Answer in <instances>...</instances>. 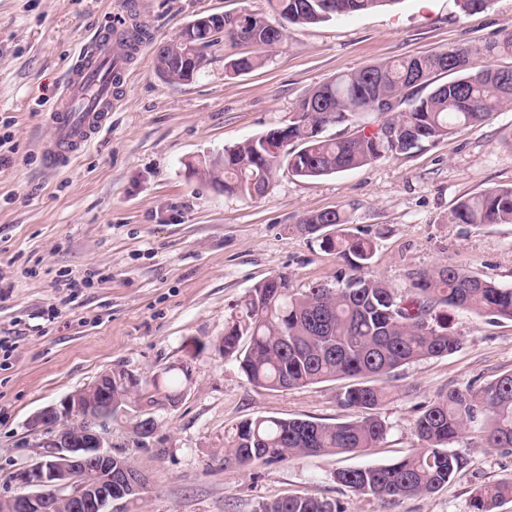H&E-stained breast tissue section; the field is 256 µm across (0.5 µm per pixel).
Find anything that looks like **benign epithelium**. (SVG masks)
Instances as JSON below:
<instances>
[{
	"mask_svg": "<svg viewBox=\"0 0 512 512\" xmlns=\"http://www.w3.org/2000/svg\"><path fill=\"white\" fill-rule=\"evenodd\" d=\"M238 15L201 17L182 29L183 41L195 38L194 29L224 27ZM113 419L112 372L37 412L30 420L43 434L41 460L16 474L20 492L8 498L10 512H43L53 493L66 512H103L127 489L138 490L146 476L136 470L112 474V453L105 450L103 431Z\"/></svg>",
	"mask_w": 512,
	"mask_h": 512,
	"instance_id": "benign-epithelium-1",
	"label": "benign epithelium"
}]
</instances>
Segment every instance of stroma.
I'll return each instance as SVG.
<instances>
[{"instance_id":"obj_1","label":"stroma","mask_w":512,"mask_h":512,"mask_svg":"<svg viewBox=\"0 0 512 512\" xmlns=\"http://www.w3.org/2000/svg\"><path fill=\"white\" fill-rule=\"evenodd\" d=\"M270 15L269 0H0V500L17 492L16 469L38 459L40 409L128 369L152 376L188 366L177 407H152L156 429L110 424L112 453L143 472L137 504L112 512H260L288 494H313L342 512H468L471 492L512 479V453L485 447L470 429L451 449L464 466L434 494L384 505L337 484L336 469L390 463L418 451L414 420L451 388L512 372V322L452 309L464 341L452 355L398 368V394L383 405L390 430L354 454L299 456L241 472L224 464V432L258 415L324 423L357 419L344 406L346 380L287 391L250 384L217 344L235 306L274 274L296 290L333 281L343 261L317 240L290 233L306 213L345 208L351 230L376 245L369 272L407 289L411 272L454 260L512 286V224H457L458 199L512 187V103L481 125L459 127L403 156L318 178L280 170L260 197L227 195L194 177L204 156L288 121L296 104L339 75L512 30V0L463 13L456 0H397L372 11L289 26L253 70L230 59L257 54L247 43L209 48L188 83L156 73L158 46L211 14ZM147 34L121 85L111 127L68 167L43 166L44 116L66 72L94 36L117 19ZM82 287L71 290L70 280Z\"/></svg>"}]
</instances>
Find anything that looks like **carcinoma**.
<instances>
[{
    "label": "carcinoma",
    "mask_w": 512,
    "mask_h": 512,
    "mask_svg": "<svg viewBox=\"0 0 512 512\" xmlns=\"http://www.w3.org/2000/svg\"><path fill=\"white\" fill-rule=\"evenodd\" d=\"M270 0L272 11L293 25L362 13L398 0ZM275 22L243 13L240 27L248 41L271 48L284 39ZM512 55V39L500 38L470 50L468 65L458 64L452 50L393 60L342 75L312 90L297 104L288 122L190 165L202 181L218 184L229 195H263L281 163L293 175L320 177L371 164L385 153L405 154L424 143L448 136L459 126H477L497 108L512 102L508 69L493 64ZM193 50L175 37L158 47L156 69L171 83L193 80L203 71ZM258 56L228 62L233 73L261 65ZM441 73L456 75L435 83ZM360 112H378L370 130L345 138L327 137L329 125L352 120ZM298 146L280 151L281 142ZM458 224L512 223V188H487L461 197L452 210ZM344 208L308 213L292 232L311 236L320 247L336 252L345 267L334 283L295 291L282 274L251 288L238 315L224 327L218 352L234 358L253 385L288 390L336 379L369 375L391 378L399 367L457 352L463 337L448 330V307L512 321V286L481 279L448 262L410 275L403 291L389 282L366 276L374 255L369 238L349 231ZM126 371L112 370V401L124 408L141 402L152 406V392L167 402L182 396L178 376L157 375L136 384L125 382ZM384 386L369 381L349 387L344 405L362 411L356 420L323 423L308 419L257 416L224 432V464L246 469L296 456L354 453L374 448L387 435L379 409L390 397ZM479 426L484 444L512 453V372L475 387L454 388L425 406L414 427L422 448L394 463L338 469L335 482L384 504L429 495L450 481L462 465L449 445L471 425ZM512 498V481L477 488L469 512H496ZM260 512H340L336 504L315 495H289L262 505Z\"/></svg>",
    "instance_id": "1"
}]
</instances>
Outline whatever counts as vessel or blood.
I'll return each mask as SVG.
<instances>
[{
	"label": "vessel or blood",
	"instance_id": "b4317fda",
	"mask_svg": "<svg viewBox=\"0 0 512 512\" xmlns=\"http://www.w3.org/2000/svg\"><path fill=\"white\" fill-rule=\"evenodd\" d=\"M138 50V40L120 28L84 46L47 118L50 136L41 145L47 168L65 167L108 127L115 91Z\"/></svg>",
	"mask_w": 512,
	"mask_h": 512
}]
</instances>
